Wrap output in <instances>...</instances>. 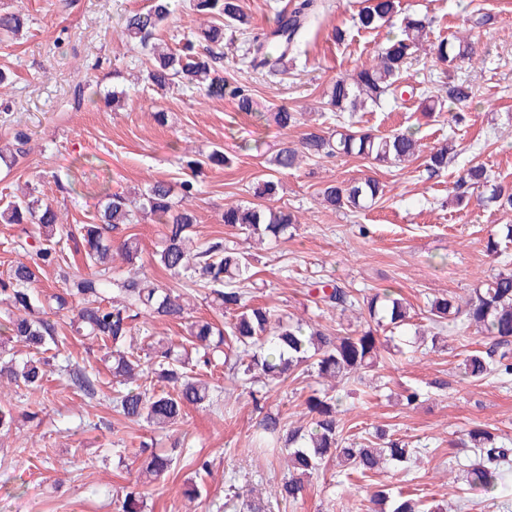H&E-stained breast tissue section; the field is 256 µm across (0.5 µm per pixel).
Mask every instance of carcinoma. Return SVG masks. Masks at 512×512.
I'll return each mask as SVG.
<instances>
[{"label":"carcinoma","mask_w":512,"mask_h":512,"mask_svg":"<svg viewBox=\"0 0 512 512\" xmlns=\"http://www.w3.org/2000/svg\"><path fill=\"white\" fill-rule=\"evenodd\" d=\"M171 5L172 0H151L147 9L131 12L121 25L127 42L147 56V84L159 91L182 85L221 101L228 96L237 111L252 113L250 94L231 86L219 68L224 60V30L249 23L242 0H190V9L209 17L206 26L188 34V44L198 45L193 54H182L160 43L158 32L172 14ZM318 7L315 0H302L289 15L278 13L269 34L249 47L252 65L268 73L279 71ZM396 12L397 0H363L355 23L360 29L375 31L390 25ZM25 24L26 18L19 13H0V36H17ZM426 35L425 20L404 17L400 34L387 39L373 64L332 81L327 104L338 115L346 112L352 116L386 96L401 100L406 94L411 98L420 94L424 108L436 111L440 102L433 91H419L401 81ZM436 56L454 68L473 59L471 43L467 37L452 33L439 41ZM272 119L286 131L303 124V113L281 106L272 113ZM28 142L27 133L15 132L12 143L0 149V158L8 156L17 162L27 155ZM453 150L451 143L428 148L413 135L399 131L376 134L351 124L342 132L315 129L304 133L296 144H281L268 160L270 173L257 183L254 195L274 199L281 188L279 176L299 168L306 159L343 156L400 164L425 152L427 170L436 175L448 167V155ZM226 162L224 151L214 149L203 159L186 161V165L196 172L206 165L221 167ZM488 182L482 166L466 169L460 178V185L473 188ZM182 191V198L177 200L167 181L155 180L134 193H113L94 222L80 227L86 263L96 268L85 275L72 274L66 254L51 246L55 239L69 236L51 204L25 194L0 207L1 224L33 225V231L27 233L33 242L19 244L33 255V264H18L8 278L0 280V301L12 308L0 323V346L14 342L31 355L1 364L0 378L28 391L40 389L67 341L63 327L49 312H70L74 332L105 349L112 380L117 384L113 409L128 421L144 420L158 429H169L183 419L188 405H218L221 387L198 378L196 369L211 373L221 364L228 368L229 383L248 387L254 409L261 415L259 449L281 453L286 463L287 475L274 490L273 499L278 504L298 498L305 479L330 458L348 474L361 477L375 474L387 461L409 463L417 450L383 429H375L373 438L365 442L343 436L340 399L325 391L315 390L305 400L310 416L306 425L288 427L283 414L266 410V387L310 373L339 383L357 379L378 360L379 332L393 335L414 326L412 306L392 290L376 291L359 300L343 286L318 282L310 293V302L317 310L344 313L358 307L363 311L364 321L341 336L321 325L286 319L266 307L250 304L244 288L254 276L249 254L241 251L237 242L222 237L191 249V235L198 223L195 210L188 204L196 192L194 182L183 181ZM382 193L380 183L367 177L346 186L329 184L320 198L335 209H361L376 202ZM148 216L163 225L161 246L152 263L175 280L171 286L139 263V240L129 233L130 225ZM222 221L226 226L241 227L251 237L274 242L297 230L298 224L295 215L281 207L254 203L225 207ZM116 253L123 257L126 269L106 278L104 272L110 270ZM43 267L56 268L64 284L46 300L31 288L36 271ZM190 285L207 289L215 308L234 313L232 321L221 327L211 319L187 317L179 287ZM147 317L174 322L185 328V335L179 341L146 336V347H136L132 335L138 321ZM427 320L434 329L430 336L433 348L441 340L446 323L459 321L464 328L486 336V349L470 351L462 360V372L470 382L512 377V271L488 277L464 297L432 299ZM62 371L75 393L88 399L100 393V380L87 366L68 360ZM448 446L473 449L475 459L466 470V482L483 493L495 491L503 467L512 461V447L482 426L466 430L463 438L449 441ZM138 458L139 472L156 478L170 472L178 462L174 448H142ZM370 502L380 506L379 512H444L438 504L427 506L411 494H395L383 485L374 487Z\"/></svg>","instance_id":"1"}]
</instances>
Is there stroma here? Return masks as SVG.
Masks as SVG:
<instances>
[{
	"label": "stroma",
	"mask_w": 512,
	"mask_h": 512,
	"mask_svg": "<svg viewBox=\"0 0 512 512\" xmlns=\"http://www.w3.org/2000/svg\"><path fill=\"white\" fill-rule=\"evenodd\" d=\"M244 2L250 26L227 33L222 67L230 83L253 95L257 111L250 115L238 113L228 99L215 101L180 87L157 92L139 82L143 57L122 41L120 26L128 11L145 7L147 0H0L1 11L28 20L22 38L0 40V70L9 76L0 85V145L17 130L30 137L25 158L13 165L0 160V205L30 191L75 228L95 217L102 190L130 191L157 179L180 186L190 177L182 160L218 146L230 163L203 168L195 177V240L219 235L244 242L241 230L224 226L225 205L252 200L266 160L283 140L296 142L303 135L299 128L282 134L267 113L285 105L311 113L316 127L339 129L324 90L337 76L372 62L387 37L398 33L403 16L413 15L431 25L408 81L435 91L447 90L452 81L467 85V122L457 126L447 112L427 114L391 99L355 113L353 120L378 133L413 131L429 146L454 141L455 157L435 176L428 175L421 157L400 165L314 159L283 175L274 203L293 212L299 226L291 238L251 248L257 276L248 298L274 313L346 332L353 315L317 313L308 300L312 282L334 281L358 296L392 289L421 313L428 299L466 295L512 261V248L501 257L486 251L488 236L512 224V211L489 200L492 187L512 190V0H399L391 26L377 32L354 26L357 0H323L289 54L287 72L275 77L248 67L244 54L269 31L275 13L297 0ZM479 10L492 14L493 24L469 29L467 18ZM339 29L345 33L340 41ZM457 30L468 31L475 54L450 73L432 47ZM113 88L128 93L117 110L103 101ZM157 110L164 112V123L154 120ZM474 165L487 169L490 184L468 189L457 200V180ZM366 177L384 187L372 207L321 205L324 184ZM443 336L436 350L400 358L381 354L361 381L334 391L345 408V427L363 437L377 427L390 429L419 448L417 463L406 471L389 465L361 481L347 480L335 463H327L298 499L275 512H355L378 484L448 502L453 512H512V467L492 494L470 489L463 469L474 455L448 445L476 424L512 441V381L469 382L461 362L468 351L484 347L485 338L461 332L456 324ZM316 387L312 377L270 386L268 408L284 414L289 425L305 424L304 400ZM414 387L423 395L410 405L405 395ZM0 395L11 398L20 415L18 429L0 434V512H119V501L140 479L132 459L154 440L178 448L181 459L165 478L145 484V512H231L228 488L264 498L283 476L278 459L252 451L259 416L242 391L218 409L188 408L183 423L164 437L148 423L119 421L111 385H103L96 399L82 398L56 369L36 393L0 384ZM197 457L208 461L210 474L200 497L191 501L184 492Z\"/></svg>",
	"instance_id": "obj_1"
}]
</instances>
